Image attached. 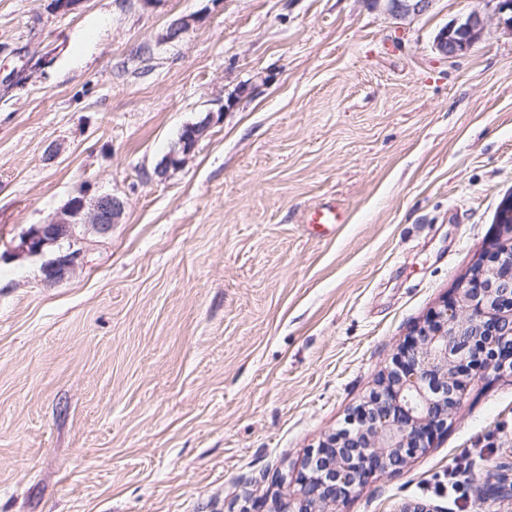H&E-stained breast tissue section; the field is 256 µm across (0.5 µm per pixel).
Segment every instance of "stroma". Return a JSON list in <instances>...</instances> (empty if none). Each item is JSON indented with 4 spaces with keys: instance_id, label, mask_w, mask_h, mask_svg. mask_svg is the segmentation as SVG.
Listing matches in <instances>:
<instances>
[{
    "instance_id": "35a3bbf8",
    "label": "stroma",
    "mask_w": 512,
    "mask_h": 512,
    "mask_svg": "<svg viewBox=\"0 0 512 512\" xmlns=\"http://www.w3.org/2000/svg\"><path fill=\"white\" fill-rule=\"evenodd\" d=\"M482 5L0 0V512H269L498 236L512 30L432 48ZM84 186L125 209L83 267L10 258ZM327 202L348 223H304ZM511 482L512 375L479 373L334 512H512ZM374 2L379 3L388 16L401 20L425 13L431 7L433 0H374ZM485 27L486 17L473 9L443 27L435 37L434 48L448 58L464 56L482 38ZM212 124L211 116H207L195 125H189V134L186 138L179 140L177 147H174L165 157L158 170V175L164 176L170 169H178L184 165L187 158L194 151L198 142L205 137Z\"/></svg>"
}]
</instances>
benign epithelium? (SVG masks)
Listing matches in <instances>:
<instances>
[{
	"label": "benign epithelium",
	"mask_w": 512,
	"mask_h": 512,
	"mask_svg": "<svg viewBox=\"0 0 512 512\" xmlns=\"http://www.w3.org/2000/svg\"><path fill=\"white\" fill-rule=\"evenodd\" d=\"M393 19L425 13L433 0H374ZM195 23L192 16L174 20L167 38L175 40ZM486 17L474 9L443 27L434 48L448 58L461 57L482 38ZM212 124L207 116L188 126L158 170L164 176L184 165ZM124 204L118 197L89 189L69 199L45 224L20 237L12 255L40 256L50 246L69 242L67 251L45 264L47 274L61 279L84 257L83 238L76 233L89 225L105 235L119 223ZM497 223L500 240L486 251L461 282L457 297L435 311L397 354L396 367L379 379L367 401L346 419V426L309 453L294 477L288 499L273 512H315L349 498L377 472L398 471L407 457L426 448L434 432L447 426L465 385L468 370L503 372L512 366L500 353L512 349V200L502 205Z\"/></svg>",
	"instance_id": "obj_1"
}]
</instances>
